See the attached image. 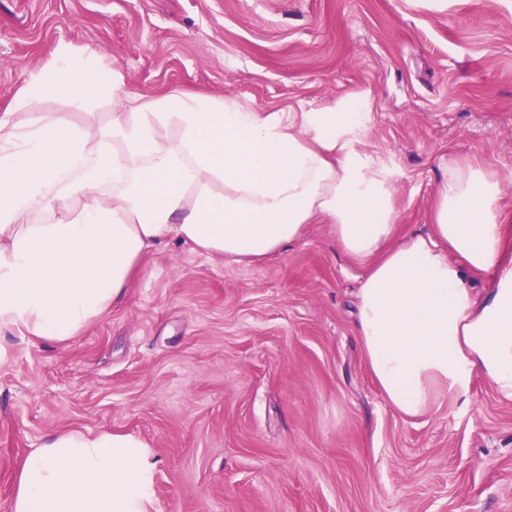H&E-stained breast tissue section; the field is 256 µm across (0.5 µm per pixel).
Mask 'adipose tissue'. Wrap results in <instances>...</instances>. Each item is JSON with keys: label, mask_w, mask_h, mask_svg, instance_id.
I'll list each match as a JSON object with an SVG mask.
<instances>
[{"label": "adipose tissue", "mask_w": 512, "mask_h": 512, "mask_svg": "<svg viewBox=\"0 0 512 512\" xmlns=\"http://www.w3.org/2000/svg\"><path fill=\"white\" fill-rule=\"evenodd\" d=\"M48 95L118 110L90 135ZM361 102L260 112L236 98L127 88L94 53L59 49L0 117V336L65 344L121 302L143 257L174 241L262 262L332 225L366 266L357 334L388 403L414 417L473 376L512 400V238L499 179L443 169L428 233L394 242V173L365 147ZM493 273L488 292L473 278ZM153 464L136 435L49 434L20 465L11 512H148Z\"/></svg>", "instance_id": "1"}]
</instances>
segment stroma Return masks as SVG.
I'll list each match as a JSON object with an SVG mask.
<instances>
[{
	"label": "stroma",
	"instance_id": "1",
	"mask_svg": "<svg viewBox=\"0 0 512 512\" xmlns=\"http://www.w3.org/2000/svg\"><path fill=\"white\" fill-rule=\"evenodd\" d=\"M59 46L143 94L366 99L397 238L428 230L452 158L494 173L512 215V0H0V115ZM142 267L89 333L0 342V512L48 434L99 429L149 444L151 512H512V401L477 376L400 416L330 225L261 263L171 242Z\"/></svg>",
	"mask_w": 512,
	"mask_h": 512
}]
</instances>
